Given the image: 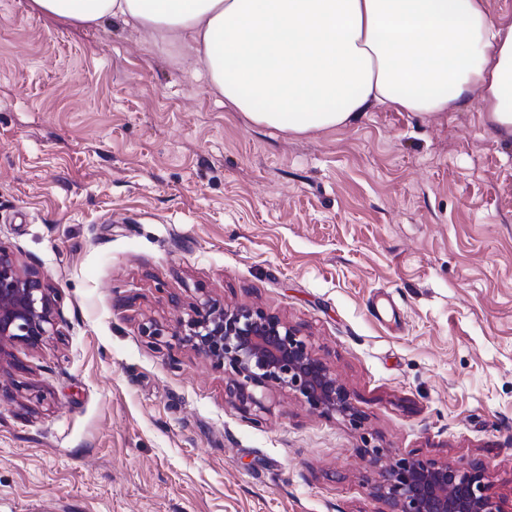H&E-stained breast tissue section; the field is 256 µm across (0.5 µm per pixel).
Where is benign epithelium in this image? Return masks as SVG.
I'll list each match as a JSON object with an SVG mask.
<instances>
[{"label": "benign epithelium", "mask_w": 512, "mask_h": 512, "mask_svg": "<svg viewBox=\"0 0 512 512\" xmlns=\"http://www.w3.org/2000/svg\"><path fill=\"white\" fill-rule=\"evenodd\" d=\"M53 288L35 270L22 272L12 254L0 246V341L37 346L58 334ZM143 335H168L186 342L217 368L229 367L237 380L230 398L246 408H264L263 391L288 389L311 409L338 414L353 424L359 416L350 394L317 357L299 331L260 309L226 308L205 300L193 315L168 330L157 323L142 326ZM388 512H501L487 493L485 469L392 454L372 485Z\"/></svg>", "instance_id": "1"}]
</instances>
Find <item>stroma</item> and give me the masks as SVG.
Instances as JSON below:
<instances>
[{
  "label": "stroma",
  "mask_w": 512,
  "mask_h": 512,
  "mask_svg": "<svg viewBox=\"0 0 512 512\" xmlns=\"http://www.w3.org/2000/svg\"><path fill=\"white\" fill-rule=\"evenodd\" d=\"M0 0V246L59 329L0 343V512H382L372 447L512 512V137L479 103L248 123L187 44ZM299 330L361 423L153 342L203 299Z\"/></svg>",
  "instance_id": "stroma-1"
}]
</instances>
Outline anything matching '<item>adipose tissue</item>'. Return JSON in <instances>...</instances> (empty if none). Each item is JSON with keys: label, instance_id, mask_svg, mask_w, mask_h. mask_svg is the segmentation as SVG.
<instances>
[{"label": "adipose tissue", "instance_id": "ef3b65f1", "mask_svg": "<svg viewBox=\"0 0 512 512\" xmlns=\"http://www.w3.org/2000/svg\"><path fill=\"white\" fill-rule=\"evenodd\" d=\"M92 26L109 18L194 47L250 123L291 135L347 126L368 103L437 117L479 99L512 135V14L486 0H30Z\"/></svg>", "mask_w": 512, "mask_h": 512}]
</instances>
